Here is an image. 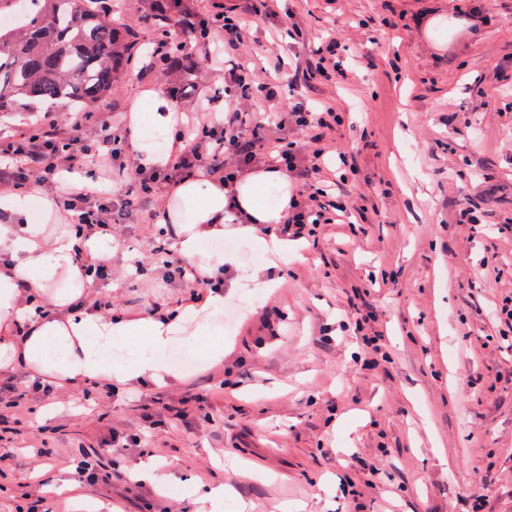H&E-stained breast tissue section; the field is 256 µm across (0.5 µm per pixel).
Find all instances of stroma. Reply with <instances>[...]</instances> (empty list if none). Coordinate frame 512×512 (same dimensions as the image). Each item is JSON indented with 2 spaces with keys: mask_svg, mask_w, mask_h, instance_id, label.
Segmentation results:
<instances>
[{
  "mask_svg": "<svg viewBox=\"0 0 512 512\" xmlns=\"http://www.w3.org/2000/svg\"><path fill=\"white\" fill-rule=\"evenodd\" d=\"M304 37H282V55L314 57L332 28L346 76L317 98L341 117L339 152L326 163L345 190L383 213L379 224H324L301 256H264L237 232L207 251L233 250L224 271V360L162 385L113 383L83 401L29 396L0 422V512H19L30 483L72 477L96 454L102 469L133 471L153 459L152 482L78 485L85 501L118 512H208L223 484L250 512H465L478 489L491 512H512V354L489 342L512 295V0H282ZM138 33L136 57L94 109L127 123L141 88L169 89L149 52L154 32L137 0L120 18ZM224 101V68L206 65L178 98L194 113ZM473 200L481 233L456 221ZM166 224L120 225L98 292L124 318L176 314L206 289L129 277L128 248L163 241ZM485 282L470 272L484 258ZM273 286L257 291L253 280ZM207 396L199 415L189 395ZM125 447L106 453L113 434Z\"/></svg>",
  "mask_w": 512,
  "mask_h": 512,
  "instance_id": "1",
  "label": "stroma"
}]
</instances>
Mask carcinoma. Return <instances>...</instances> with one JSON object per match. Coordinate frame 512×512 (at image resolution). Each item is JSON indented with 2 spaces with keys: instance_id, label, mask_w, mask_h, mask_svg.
<instances>
[{
  "instance_id": "obj_1",
  "label": "carcinoma",
  "mask_w": 512,
  "mask_h": 512,
  "mask_svg": "<svg viewBox=\"0 0 512 512\" xmlns=\"http://www.w3.org/2000/svg\"><path fill=\"white\" fill-rule=\"evenodd\" d=\"M142 2L156 29L183 27L175 0ZM136 46V33L112 21V0H25L16 19L0 23V114L89 111L112 95ZM165 67L175 97L200 70L185 44Z\"/></svg>"
}]
</instances>
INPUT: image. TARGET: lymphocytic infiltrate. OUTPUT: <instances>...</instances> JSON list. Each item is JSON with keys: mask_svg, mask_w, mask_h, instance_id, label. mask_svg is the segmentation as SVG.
Wrapping results in <instances>:
<instances>
[{"mask_svg": "<svg viewBox=\"0 0 512 512\" xmlns=\"http://www.w3.org/2000/svg\"><path fill=\"white\" fill-rule=\"evenodd\" d=\"M250 6L237 4L224 10V100L221 113L206 112L176 130L173 142V162L168 168L143 169L125 160L126 133L102 120L94 133L86 127L92 115L81 112L71 116L67 128L50 122L40 133L27 132L9 137L0 144V159L8 167L22 172L36 169L42 176L52 178L70 169L77 156H96L112 162L119 171L128 173L133 186L124 196L112 197L86 188L62 191L56 196L59 208L67 212L77 228L89 234H111L113 225L125 223L139 211L141 201L157 195L174 180L177 174L196 170L209 176L223 178L233 185L243 169L260 156L272 157L277 168L289 177L300 180L303 188L293 197L284 217L285 224L295 235L315 236L322 224H341L350 215L347 202L337 200L335 182L323 179L321 173L328 153L330 134L339 117L328 102L315 99L296 101L283 112L279 120H271L275 102L280 94L269 78L290 70V88H297L299 79L319 75L325 81H335L341 71L336 59L335 45H328L316 59L286 62L282 56L278 35H271L262 54L267 60L264 71L252 66L251 56L242 52L245 44L254 40V26L249 18ZM308 133L310 149L300 154L289 131ZM150 262L166 272L168 277L196 285L217 286L223 281L222 269L199 271L187 264L169 245L155 246Z\"/></svg>", "mask_w": 512, "mask_h": 512, "instance_id": "lymphocytic-infiltrate-1", "label": "lymphocytic infiltrate"}]
</instances>
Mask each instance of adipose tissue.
<instances>
[{
  "label": "adipose tissue",
  "instance_id": "ef3b65f1",
  "mask_svg": "<svg viewBox=\"0 0 512 512\" xmlns=\"http://www.w3.org/2000/svg\"><path fill=\"white\" fill-rule=\"evenodd\" d=\"M140 99L150 101V113L132 107L128 140L136 165L148 169L167 164L169 155L150 142L146 131H170L177 107L158 92L144 90ZM267 185L276 186L279 204L267 208L257 194ZM173 202H183L186 213L172 206L161 212L158 221L174 227L175 246L180 255L204 267H235L233 252L204 251L209 241L224 238V226L235 221L249 225L255 237L253 247L261 252L284 253L288 243L269 234L268 227L279 224L288 208L292 186L286 174L263 166L245 175L232 187L223 179H203L184 173L170 187ZM39 203L46 215L54 206L42 187L26 194L0 196V250L9 259L0 263V368L23 367L31 375L80 386L89 381L111 384H143L180 379L182 370L170 363L166 353L175 343L204 342V358L212 364L224 357V343L213 338L208 318L224 306V294L210 291L203 302L180 315H153L137 319L102 316L74 310V301L86 290L87 278L73 261L74 248L90 257L109 251L108 241L99 235L77 240L69 229L58 230L50 250H43L45 227L26 221L32 203ZM68 275V288L51 291L59 272ZM47 295L53 316L36 318L31 304L38 295Z\"/></svg>",
  "mask_w": 512,
  "mask_h": 512
}]
</instances>
